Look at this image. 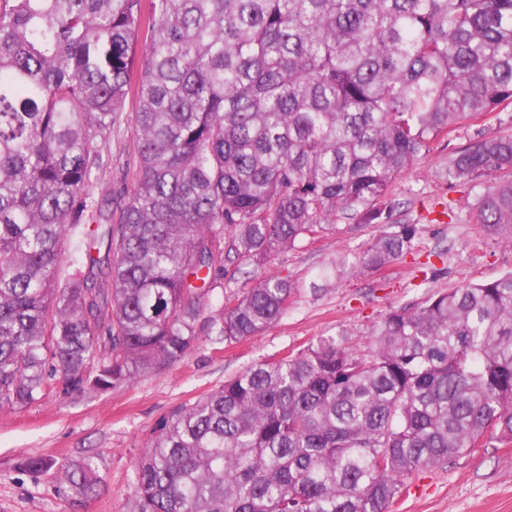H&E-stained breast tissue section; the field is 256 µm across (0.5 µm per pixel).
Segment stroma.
<instances>
[{"mask_svg":"<svg viewBox=\"0 0 512 512\" xmlns=\"http://www.w3.org/2000/svg\"><path fill=\"white\" fill-rule=\"evenodd\" d=\"M512 131V107L436 138L392 187V220L416 234L403 259L382 269H355L356 257L384 230L380 224L341 220V233L303 241L280 254L271 269L299 290L285 314L247 340L227 343L214 321L225 297L249 287L253 265L236 260L229 279L203 300L190 353L163 368L140 371L128 384L105 391L54 390L21 409L0 408V512H139L133 492L137 462L156 427L258 361L279 357L322 337L347 334L363 348L373 327L394 307L428 294L493 280L512 271V246L475 223L472 210L483 186L451 185L448 158L496 132ZM349 268L331 286L319 274L336 256ZM43 455L57 467L85 458L97 466L96 494L73 502L56 469L30 474L21 458ZM392 512H512V441L483 446L445 467L424 470L402 491Z\"/></svg>","mask_w":512,"mask_h":512,"instance_id":"35a3bbf8","label":"stroma"}]
</instances>
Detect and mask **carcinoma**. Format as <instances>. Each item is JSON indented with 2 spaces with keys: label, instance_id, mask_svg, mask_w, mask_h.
Returning a JSON list of instances; mask_svg holds the SVG:
<instances>
[{
  "label": "carcinoma",
  "instance_id": "carcinoma-1",
  "mask_svg": "<svg viewBox=\"0 0 512 512\" xmlns=\"http://www.w3.org/2000/svg\"><path fill=\"white\" fill-rule=\"evenodd\" d=\"M130 98L120 187L96 197ZM511 105L512 0H0V408L183 359L227 265L264 269L345 216L390 223L432 140ZM503 170L512 133L448 157L512 244ZM297 291L265 273L228 296L224 341ZM489 432L512 440V271L391 309L363 350L329 336L224 379L155 429L134 493L139 512H389ZM61 482L80 501L99 477L82 460Z\"/></svg>",
  "mask_w": 512,
  "mask_h": 512
}]
</instances>
